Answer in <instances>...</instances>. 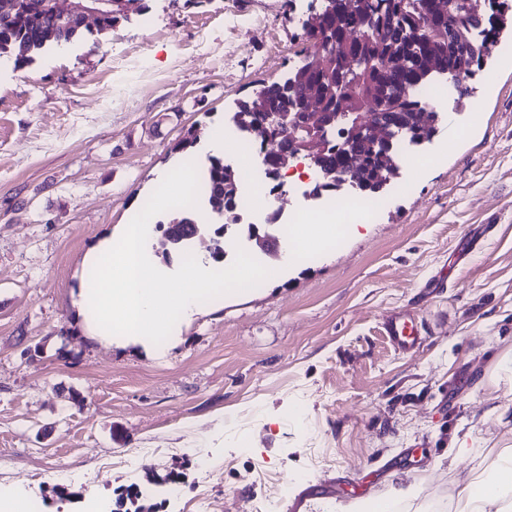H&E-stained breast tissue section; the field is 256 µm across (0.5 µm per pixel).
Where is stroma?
<instances>
[{"mask_svg": "<svg viewBox=\"0 0 512 512\" xmlns=\"http://www.w3.org/2000/svg\"><path fill=\"white\" fill-rule=\"evenodd\" d=\"M311 2L131 0L109 33L0 64V494L109 512L136 488L156 512H196L205 491L243 512L283 482L332 484L357 512L412 487L405 512H455L459 473L512 448V58L498 49L358 230L337 225L286 269L226 234L227 268L246 254L272 277L173 338L107 346L73 322L90 248L175 173L188 129L206 161L235 101L301 63ZM402 310L420 320L412 353L383 334Z\"/></svg>", "mask_w": 512, "mask_h": 512, "instance_id": "35a3bbf8", "label": "stroma"}]
</instances>
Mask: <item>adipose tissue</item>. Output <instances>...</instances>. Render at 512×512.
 Masks as SVG:
<instances>
[{"label":"adipose tissue","mask_w":512,"mask_h":512,"mask_svg":"<svg viewBox=\"0 0 512 512\" xmlns=\"http://www.w3.org/2000/svg\"><path fill=\"white\" fill-rule=\"evenodd\" d=\"M194 174L188 163H181L177 182L160 179L151 212L132 213L128 223L98 241L86 255L74 307L77 322L91 337L129 344L175 335V322L190 319L204 301L223 302L225 282L269 277V270L245 258L223 278L199 254L181 268L176 279H168L152 255L154 215L179 209ZM461 482L465 494L458 512H500L512 494V451L502 453L491 470L470 471Z\"/></svg>","instance_id":"ef3b65f1"}]
</instances>
